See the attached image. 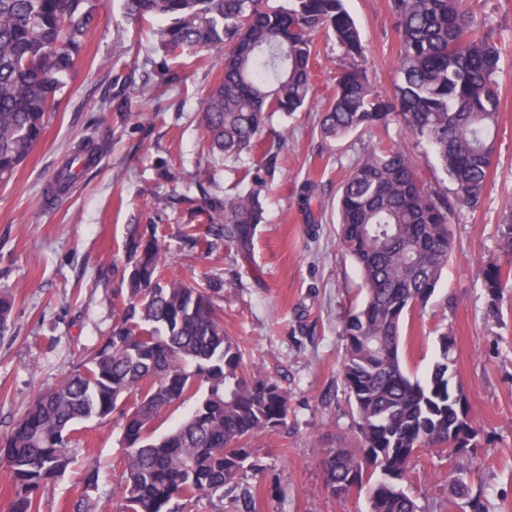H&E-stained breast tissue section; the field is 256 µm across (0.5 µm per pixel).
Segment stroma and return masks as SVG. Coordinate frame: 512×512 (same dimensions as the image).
I'll return each instance as SVG.
<instances>
[{
	"instance_id": "35a3bbf8",
	"label": "stroma",
	"mask_w": 512,
	"mask_h": 512,
	"mask_svg": "<svg viewBox=\"0 0 512 512\" xmlns=\"http://www.w3.org/2000/svg\"><path fill=\"white\" fill-rule=\"evenodd\" d=\"M366 47L362 66L381 93L391 92L399 49L389 0H346ZM487 17L500 50V117L487 195L474 212L451 226L454 254L425 309L404 320L402 353L410 375L429 372L439 335L455 338L457 381L469 398L479 430L476 454L453 457L423 448L413 457L406 490L420 512H461L448 488L449 470L474 472L482 512H512V287L503 289L498 314L488 310L476 264L498 257V226L512 203V0H473ZM315 99L333 92L348 65L334 39L317 34ZM157 50L148 28L130 23L122 0H104L97 27L66 78L45 138L9 184L0 185V284L14 296L11 325L0 337V435L26 406L52 386L112 329L105 291L116 288L125 267V242L133 227L154 224L170 260L169 272L194 282L223 279L224 330L244 352L249 372L276 380L288 394L285 425L254 437L253 467L237 476L240 488L260 494V512H369L367 495L331 497L321 451L352 443L357 414L344 388L341 317L363 299L361 280L342 249L336 229V191L351 163L383 145L415 157L424 182L437 191L450 184L426 144L391 123L387 135L356 132L323 140L314 109L277 116L287 130L274 180L264 199L249 252L221 246L188 248L180 237L206 200L194 183L208 165L219 190H240L238 162L208 163L202 153L198 111L218 69L182 68V85L125 94L124 111L111 106L116 75L142 67ZM86 144L97 157L60 201L44 193L57 171ZM318 187L325 204L319 223H306L298 205L304 183ZM185 204L165 206L170 193ZM72 447L76 462L50 483L41 512H122L120 487L126 450L118 415L87 423ZM100 468L95 492L79 481L88 463Z\"/></svg>"
}]
</instances>
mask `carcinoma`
Returning <instances> with one entry per match:
<instances>
[{"label": "carcinoma", "mask_w": 512, "mask_h": 512, "mask_svg": "<svg viewBox=\"0 0 512 512\" xmlns=\"http://www.w3.org/2000/svg\"><path fill=\"white\" fill-rule=\"evenodd\" d=\"M345 0H124L126 17L159 21L154 36L171 56L217 50L207 62L222 72L199 117L210 158L238 161L262 147L244 171L248 189L210 192L205 228L187 224L181 237L194 248L221 242L248 247L263 219V194L284 136L266 139L271 118L311 104L314 34L331 35L349 65L336 78L318 124L325 139L360 130H387L399 120L432 150L452 189L433 191L414 162L395 148H375L350 168L338 196L339 241L355 261L362 303L342 321L341 372L358 417L356 444L321 449L326 487L334 498L366 489L371 512H419L394 482L413 451L442 448L461 432L453 401L454 339L440 336L439 357L425 381L410 377L400 355L405 316L435 294L452 255L455 212L482 207L490 179L499 118L500 52L486 18L471 0H392L399 37L398 81L389 94L373 89L358 59L364 46ZM100 0H0V184L6 185L47 131L65 83L92 33ZM81 155L56 174L50 190L63 196L80 177ZM317 187L306 183L301 205L318 223ZM500 258L481 265L488 307L498 312L512 281V206L498 225ZM120 287L106 295L117 320L56 384L40 393L11 431L0 435V476L14 490L13 512H40V492L72 462L76 426L119 412L126 512H186L204 499L231 497L236 512H256L254 496L236 493L250 458L247 443L285 423L288 399L275 381L242 370L239 343L224 332V284H191L168 274L157 227L138 225L125 243ZM13 298L0 289V335L11 325ZM207 385L191 415L161 438L153 422ZM454 495L478 504L471 487L448 471Z\"/></svg>", "instance_id": "1"}]
</instances>
